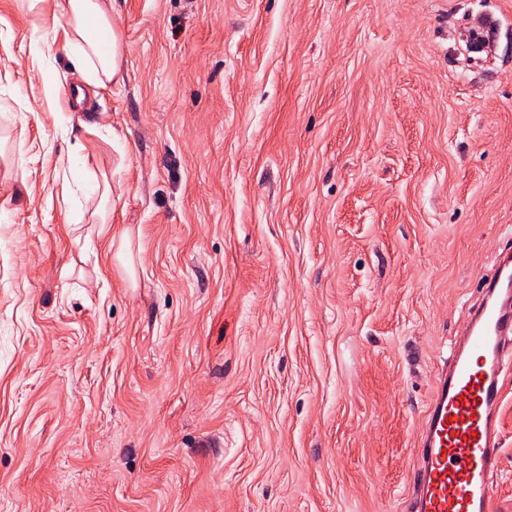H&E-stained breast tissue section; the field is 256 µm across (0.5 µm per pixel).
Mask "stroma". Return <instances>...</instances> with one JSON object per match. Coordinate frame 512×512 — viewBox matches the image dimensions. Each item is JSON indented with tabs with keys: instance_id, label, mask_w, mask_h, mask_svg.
<instances>
[{
	"instance_id": "1",
	"label": "stroma",
	"mask_w": 512,
	"mask_h": 512,
	"mask_svg": "<svg viewBox=\"0 0 512 512\" xmlns=\"http://www.w3.org/2000/svg\"><path fill=\"white\" fill-rule=\"evenodd\" d=\"M112 5L123 79L94 86L65 18L35 57L0 0V512H405L512 236V0Z\"/></svg>"
}]
</instances>
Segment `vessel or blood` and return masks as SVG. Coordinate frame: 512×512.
<instances>
[{
	"mask_svg": "<svg viewBox=\"0 0 512 512\" xmlns=\"http://www.w3.org/2000/svg\"><path fill=\"white\" fill-rule=\"evenodd\" d=\"M512 389V252L478 285L463 349L435 379L415 449L414 512H494L493 479Z\"/></svg>",
	"mask_w": 512,
	"mask_h": 512,
	"instance_id": "1",
	"label": "vessel or blood"
}]
</instances>
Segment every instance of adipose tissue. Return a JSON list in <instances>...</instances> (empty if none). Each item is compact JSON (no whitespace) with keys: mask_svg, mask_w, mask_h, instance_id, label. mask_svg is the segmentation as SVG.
<instances>
[{"mask_svg":"<svg viewBox=\"0 0 512 512\" xmlns=\"http://www.w3.org/2000/svg\"><path fill=\"white\" fill-rule=\"evenodd\" d=\"M18 8L40 21L66 17L67 49L91 83L100 86L121 76L119 36L105 0H16Z\"/></svg>","mask_w":512,"mask_h":512,"instance_id":"1","label":"adipose tissue"}]
</instances>
